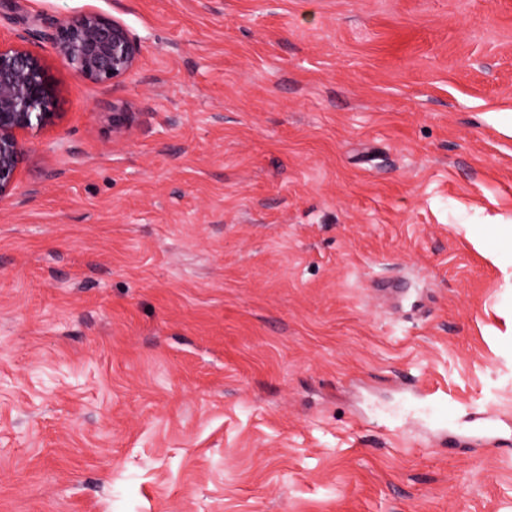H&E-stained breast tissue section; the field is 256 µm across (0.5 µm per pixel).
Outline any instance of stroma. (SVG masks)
Segmentation results:
<instances>
[{
    "label": "stroma",
    "mask_w": 512,
    "mask_h": 512,
    "mask_svg": "<svg viewBox=\"0 0 512 512\" xmlns=\"http://www.w3.org/2000/svg\"><path fill=\"white\" fill-rule=\"evenodd\" d=\"M90 12L118 83L46 38ZM1 41L57 117L0 202V512H512V439L454 441L512 422V0H0ZM54 54L83 79L119 82L137 65L141 46L123 23L98 13L60 22L51 37Z\"/></svg>",
    "instance_id": "1"
}]
</instances>
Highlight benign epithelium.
I'll use <instances>...</instances> for the list:
<instances>
[{
    "instance_id": "benign-epithelium-1",
    "label": "benign epithelium",
    "mask_w": 512,
    "mask_h": 512,
    "mask_svg": "<svg viewBox=\"0 0 512 512\" xmlns=\"http://www.w3.org/2000/svg\"><path fill=\"white\" fill-rule=\"evenodd\" d=\"M54 54L83 79L118 82L137 65L141 46L123 23L86 13L56 25ZM55 89L42 58L22 47L0 44V201L17 193L23 136L52 123ZM132 113L115 107L112 134L124 139Z\"/></svg>"
}]
</instances>
